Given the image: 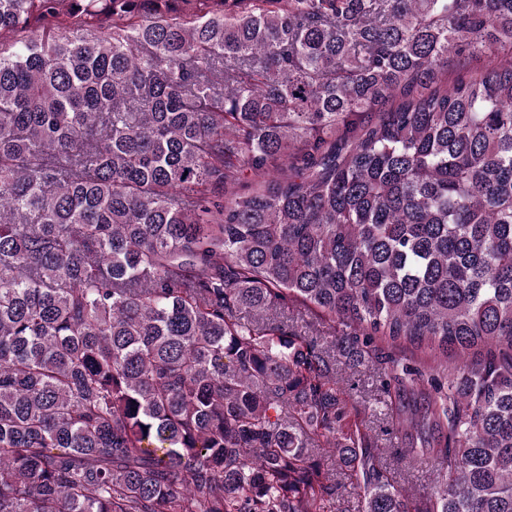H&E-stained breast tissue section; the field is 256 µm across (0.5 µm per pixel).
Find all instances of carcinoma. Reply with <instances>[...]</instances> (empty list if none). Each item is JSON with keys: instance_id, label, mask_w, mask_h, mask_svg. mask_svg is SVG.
<instances>
[{"instance_id": "1", "label": "carcinoma", "mask_w": 512, "mask_h": 512, "mask_svg": "<svg viewBox=\"0 0 512 512\" xmlns=\"http://www.w3.org/2000/svg\"><path fill=\"white\" fill-rule=\"evenodd\" d=\"M315 447L512 512V0H0V512H331ZM339 377L344 379L348 399L358 410L359 420L370 428L378 439V460L391 469L398 484L407 489L417 500H425L431 491L433 472L429 467H409L397 464L394 448L400 446V433L392 430L387 419V397L378 387L376 371L362 369L353 374L350 370H340Z\"/></svg>"}]
</instances>
